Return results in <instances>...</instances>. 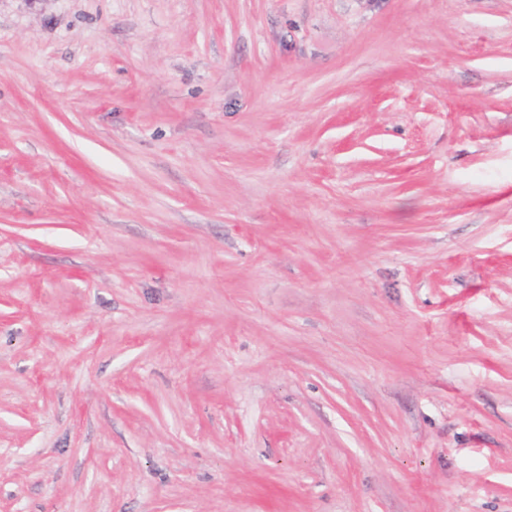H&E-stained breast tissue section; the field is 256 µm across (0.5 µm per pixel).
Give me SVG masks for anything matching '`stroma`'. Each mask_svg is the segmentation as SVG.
<instances>
[{"label": "stroma", "instance_id": "1", "mask_svg": "<svg viewBox=\"0 0 512 512\" xmlns=\"http://www.w3.org/2000/svg\"><path fill=\"white\" fill-rule=\"evenodd\" d=\"M0 512H512V0H0Z\"/></svg>", "mask_w": 512, "mask_h": 512}]
</instances>
